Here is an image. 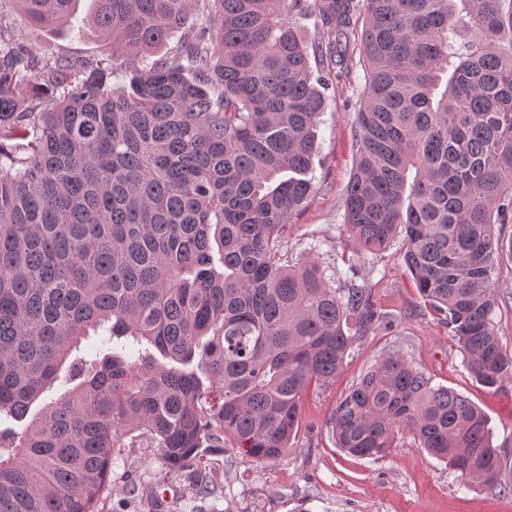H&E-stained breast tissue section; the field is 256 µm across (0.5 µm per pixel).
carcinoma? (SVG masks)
<instances>
[{"label": "carcinoma", "mask_w": 512, "mask_h": 512, "mask_svg": "<svg viewBox=\"0 0 512 512\" xmlns=\"http://www.w3.org/2000/svg\"><path fill=\"white\" fill-rule=\"evenodd\" d=\"M15 2L44 28L76 0ZM86 25L97 58L41 57L0 22V416L21 425L0 430V512H98L126 439L204 493L226 442L259 463L288 452L308 388L381 317L315 256L288 260L336 46L364 71L349 235L363 253L402 236L471 376L512 382L493 325L512 259V0H93ZM330 427L351 456L408 434L463 482L499 483L483 412L398 352Z\"/></svg>", "instance_id": "obj_1"}]
</instances>
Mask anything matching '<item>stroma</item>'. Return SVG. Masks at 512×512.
Returning a JSON list of instances; mask_svg holds the SVG:
<instances>
[{"instance_id":"stroma-1","label":"stroma","mask_w":512,"mask_h":512,"mask_svg":"<svg viewBox=\"0 0 512 512\" xmlns=\"http://www.w3.org/2000/svg\"><path fill=\"white\" fill-rule=\"evenodd\" d=\"M89 8L90 0H79L68 23L37 29L11 0H0V17L17 43L41 56L94 58L104 46L85 24ZM363 84L356 66L328 92L313 168L317 190L288 227V258L295 261L317 250L335 267L336 287L352 283L370 291L381 321L356 342L333 383L305 393L298 434L280 461L260 464L225 446L211 457L215 490L204 494L190 475L169 472L156 449L126 447L112 457V490L99 512H155L152 496L165 490L172 495L165 512H512V383L493 391L470 375L459 344L419 295L401 242L376 255H359L343 227ZM499 281L493 323L503 349L512 354L511 261L500 264ZM391 351L402 353L433 385L454 390L484 411L492 442L501 451L498 485L466 489L446 460L428 456L407 435L379 459L355 458L337 447L329 427L333 410Z\"/></svg>"}]
</instances>
